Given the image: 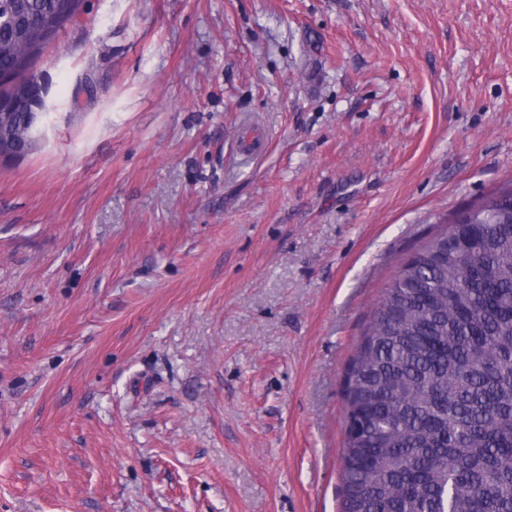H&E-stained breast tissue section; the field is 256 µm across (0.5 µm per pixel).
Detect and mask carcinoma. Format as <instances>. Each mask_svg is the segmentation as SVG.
<instances>
[{
	"label": "carcinoma",
	"instance_id": "1",
	"mask_svg": "<svg viewBox=\"0 0 512 512\" xmlns=\"http://www.w3.org/2000/svg\"><path fill=\"white\" fill-rule=\"evenodd\" d=\"M85 0H0V148L24 156L44 46ZM340 512H512V185L401 264L346 372Z\"/></svg>",
	"mask_w": 512,
	"mask_h": 512
}]
</instances>
